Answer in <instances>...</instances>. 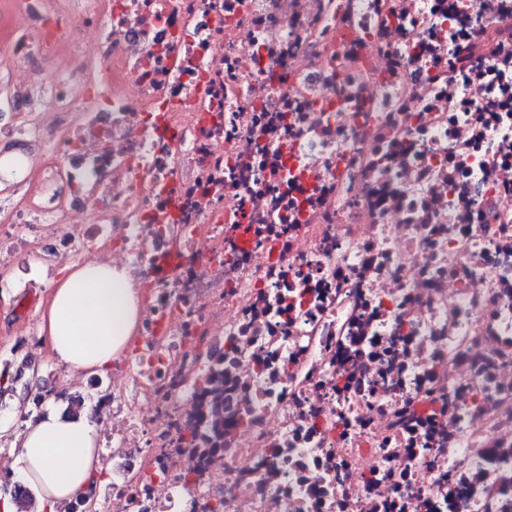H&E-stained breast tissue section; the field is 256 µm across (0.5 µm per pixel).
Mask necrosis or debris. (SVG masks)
Listing matches in <instances>:
<instances>
[{
    "mask_svg": "<svg viewBox=\"0 0 512 512\" xmlns=\"http://www.w3.org/2000/svg\"><path fill=\"white\" fill-rule=\"evenodd\" d=\"M79 5L0 0V265L141 290L96 512H512V0Z\"/></svg>",
    "mask_w": 512,
    "mask_h": 512,
    "instance_id": "necrosis-or-debris-1",
    "label": "necrosis or debris"
}]
</instances>
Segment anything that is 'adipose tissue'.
Instances as JSON below:
<instances>
[{"mask_svg":"<svg viewBox=\"0 0 512 512\" xmlns=\"http://www.w3.org/2000/svg\"><path fill=\"white\" fill-rule=\"evenodd\" d=\"M139 312L129 267L75 262L51 286L39 337L66 371L103 373L136 339ZM97 436L98 422L87 413L72 419L48 406L20 425L15 411L0 410L12 477L32 493L37 512H58L100 479Z\"/></svg>","mask_w":512,"mask_h":512,"instance_id":"obj_1","label":"adipose tissue"}]
</instances>
